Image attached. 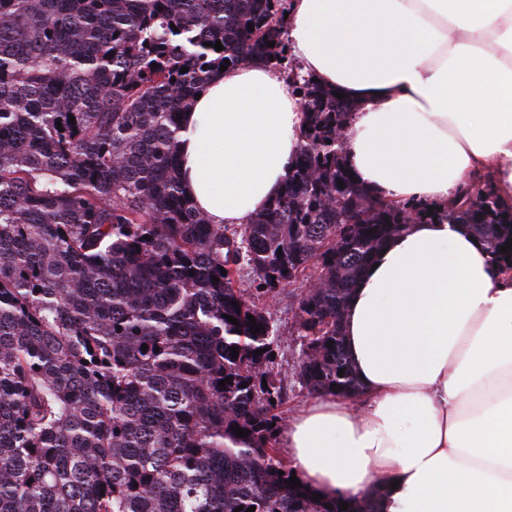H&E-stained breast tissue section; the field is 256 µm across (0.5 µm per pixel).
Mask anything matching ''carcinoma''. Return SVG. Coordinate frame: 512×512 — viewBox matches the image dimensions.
Masks as SVG:
<instances>
[{"mask_svg": "<svg viewBox=\"0 0 512 512\" xmlns=\"http://www.w3.org/2000/svg\"><path fill=\"white\" fill-rule=\"evenodd\" d=\"M282 4L0 0V512H340L286 484L274 329L233 272L246 262L275 294L317 262L297 378L358 396L347 302L411 209L349 177L336 130L355 106L297 75L307 128L262 212L230 232L178 179L177 117L211 73L288 68ZM446 218L512 264L492 190H464Z\"/></svg>", "mask_w": 512, "mask_h": 512, "instance_id": "1", "label": "carcinoma"}]
</instances>
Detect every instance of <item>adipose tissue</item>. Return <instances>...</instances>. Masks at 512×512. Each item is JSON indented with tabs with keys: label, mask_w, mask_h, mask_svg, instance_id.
<instances>
[{
	"label": "adipose tissue",
	"mask_w": 512,
	"mask_h": 512,
	"mask_svg": "<svg viewBox=\"0 0 512 512\" xmlns=\"http://www.w3.org/2000/svg\"><path fill=\"white\" fill-rule=\"evenodd\" d=\"M286 24L302 74L356 107V180L432 210L350 295L360 405L327 394L292 415L288 464L309 491L378 512H512V265L445 217L480 176L512 209V0H291ZM304 119L278 69L211 76L178 154L210 223H247L282 193Z\"/></svg>",
	"instance_id": "1"
}]
</instances>
